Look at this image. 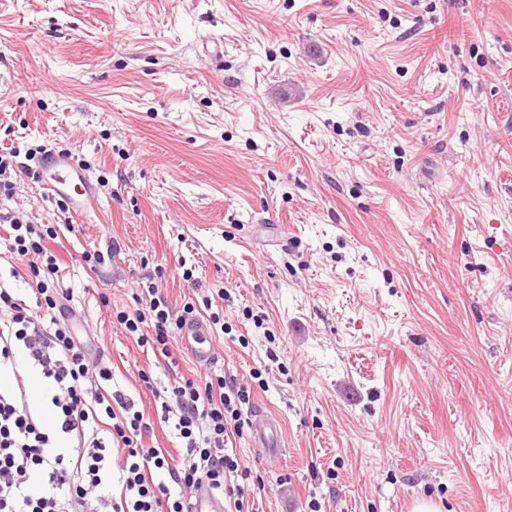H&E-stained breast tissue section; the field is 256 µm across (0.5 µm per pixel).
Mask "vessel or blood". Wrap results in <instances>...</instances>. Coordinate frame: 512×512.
<instances>
[{"mask_svg":"<svg viewBox=\"0 0 512 512\" xmlns=\"http://www.w3.org/2000/svg\"><path fill=\"white\" fill-rule=\"evenodd\" d=\"M42 174L41 189L49 199L64 201L72 218L91 219L99 206V196L87 169L75 159L48 151L37 158ZM182 346L200 366L211 364L215 358L210 332L200 321L184 323L180 331ZM252 439L268 457L281 456L284 439L280 421L268 414H258L251 424ZM192 512H224V500L206 488L193 494Z\"/></svg>","mask_w":512,"mask_h":512,"instance_id":"1","label":"vessel or blood"}]
</instances>
